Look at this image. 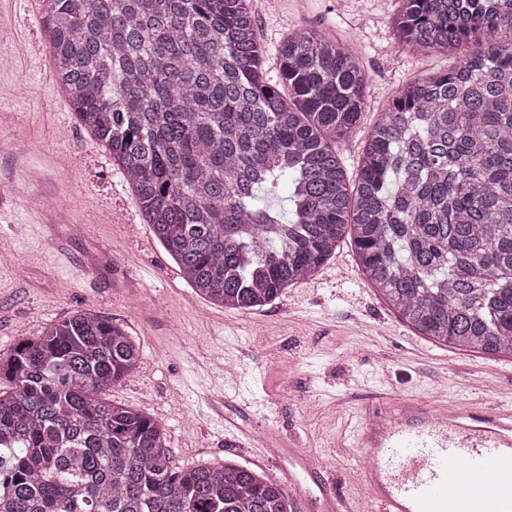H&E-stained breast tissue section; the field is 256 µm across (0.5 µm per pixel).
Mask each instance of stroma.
Wrapping results in <instances>:
<instances>
[{"label":"stroma","instance_id":"obj_1","mask_svg":"<svg viewBox=\"0 0 512 512\" xmlns=\"http://www.w3.org/2000/svg\"><path fill=\"white\" fill-rule=\"evenodd\" d=\"M269 75L288 33L314 27L351 44L368 74L359 127L337 144L356 171L377 117L408 80L452 58L402 46L393 0H248ZM0 43V353L80 310L123 324L138 371L111 401L161 421L175 466L234 461L276 482L293 512H325L320 485L290 483L287 458L244 433L305 449L355 506L368 497L353 431L390 396L488 408L512 404V359L449 349L403 323L365 278L350 244L307 281L257 310L211 304L140 221L122 174L59 109L55 82L20 50L33 31L5 25ZM234 421L237 431L224 427Z\"/></svg>","mask_w":512,"mask_h":512}]
</instances>
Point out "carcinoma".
Returning a JSON list of instances; mask_svg holds the SVG:
<instances>
[{"label":"carcinoma","mask_w":512,"mask_h":512,"mask_svg":"<svg viewBox=\"0 0 512 512\" xmlns=\"http://www.w3.org/2000/svg\"><path fill=\"white\" fill-rule=\"evenodd\" d=\"M42 2L75 120L199 295L257 310L348 236L420 335L512 358V0H398L397 40L455 64L401 87L352 178L336 143L367 76L350 46L291 32L272 83L247 0ZM283 174L290 212L257 205ZM140 361L79 310L0 353V512H291L249 467H173L165 426L106 398Z\"/></svg>","instance_id":"cac0c4a2"}]
</instances>
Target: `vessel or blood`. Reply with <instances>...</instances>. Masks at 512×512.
<instances>
[{
	"instance_id": "obj_1",
	"label": "vessel or blood",
	"mask_w": 512,
	"mask_h": 512,
	"mask_svg": "<svg viewBox=\"0 0 512 512\" xmlns=\"http://www.w3.org/2000/svg\"><path fill=\"white\" fill-rule=\"evenodd\" d=\"M10 20L36 28L33 0H0ZM368 512H512V406H426L405 398L358 434Z\"/></svg>"
}]
</instances>
